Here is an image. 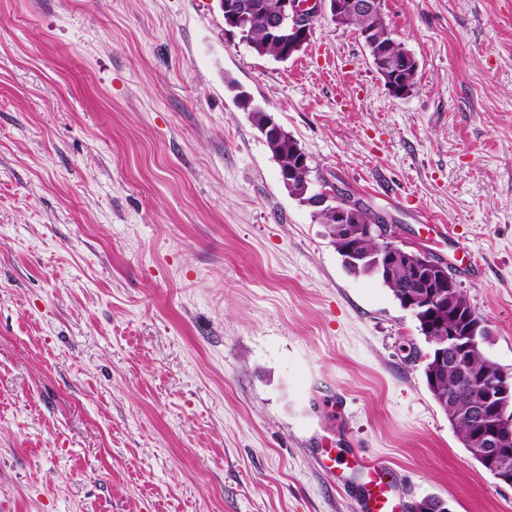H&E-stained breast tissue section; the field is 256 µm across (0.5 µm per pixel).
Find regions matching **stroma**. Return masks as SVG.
Masks as SVG:
<instances>
[{"label":"stroma","instance_id":"obj_1","mask_svg":"<svg viewBox=\"0 0 512 512\" xmlns=\"http://www.w3.org/2000/svg\"><path fill=\"white\" fill-rule=\"evenodd\" d=\"M512 0H384L288 61L217 0H0V503L9 512H512L235 101L446 263L512 374ZM341 27L354 28L359 34V36L362 37L366 31H370V34L364 37V41L369 47L371 55L375 51L376 47H373L375 44H377V47L380 45L385 46L386 51L382 50L379 51L377 54V58L375 60L376 66L378 67L379 71L382 74H387V83L385 84V86L387 87L388 91L392 95H394L395 93L404 94L403 92H405V90H398L395 84L388 82V75H390L391 72H393V77L397 76L400 73H402L403 75H406L408 73V58L404 54L401 56L392 55L395 53H401L408 50L404 46V44L396 41L392 37L391 31L386 25L384 18L380 16L364 17L360 15H352L349 16L344 21V26Z\"/></svg>","mask_w":512,"mask_h":512}]
</instances>
